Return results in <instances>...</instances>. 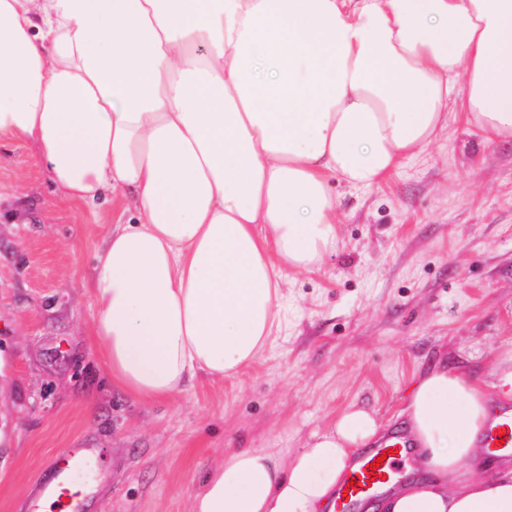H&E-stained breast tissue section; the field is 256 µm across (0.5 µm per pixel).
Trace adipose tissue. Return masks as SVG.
I'll list each match as a JSON object with an SVG mask.
<instances>
[{"mask_svg": "<svg viewBox=\"0 0 512 512\" xmlns=\"http://www.w3.org/2000/svg\"><path fill=\"white\" fill-rule=\"evenodd\" d=\"M460 123L512 141V0H0V140H26L63 201L121 195L86 283L113 385L152 403L263 352L289 272L336 249L330 180L380 186ZM512 402L441 359L400 410L419 477L373 512H512V455L479 446ZM349 407L288 455L228 448L191 512H336L360 449Z\"/></svg>", "mask_w": 512, "mask_h": 512, "instance_id": "adipose-tissue-1", "label": "adipose tissue"}]
</instances>
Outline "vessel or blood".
<instances>
[{
	"label": "vessel or blood",
	"mask_w": 512,
	"mask_h": 512,
	"mask_svg": "<svg viewBox=\"0 0 512 512\" xmlns=\"http://www.w3.org/2000/svg\"><path fill=\"white\" fill-rule=\"evenodd\" d=\"M480 444L489 453L506 448L512 450V413L493 414L482 434ZM412 452L407 436L396 434L387 438L379 448L363 454L350 476L355 484L349 492H338L336 512H351L354 505L373 497L386 487L399 464ZM91 448L66 449L63 458L53 459L50 467L53 476L40 491V496L31 501L29 512H85V499L79 488L71 481L76 470L85 468L94 456Z\"/></svg>",
	"instance_id": "vessel-or-blood-1"
}]
</instances>
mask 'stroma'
<instances>
[{
  "label": "stroma",
  "mask_w": 512,
  "mask_h": 512,
  "mask_svg": "<svg viewBox=\"0 0 512 512\" xmlns=\"http://www.w3.org/2000/svg\"><path fill=\"white\" fill-rule=\"evenodd\" d=\"M331 191L336 250L285 283L259 360L138 403L97 357L83 286L130 212L61 201L31 142L0 146V512L81 445L102 451L75 477L92 512H189L225 449L296 452L354 404L389 418L444 357L487 373L512 347V144L455 124L385 185Z\"/></svg>",
  "instance_id": "obj_1"
}]
</instances>
